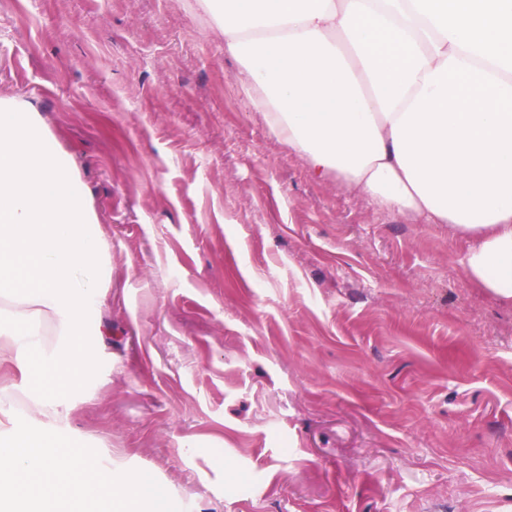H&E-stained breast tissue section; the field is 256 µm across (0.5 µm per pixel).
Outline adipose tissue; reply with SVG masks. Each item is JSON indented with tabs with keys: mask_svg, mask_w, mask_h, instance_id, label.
Segmentation results:
<instances>
[{
	"mask_svg": "<svg viewBox=\"0 0 512 512\" xmlns=\"http://www.w3.org/2000/svg\"><path fill=\"white\" fill-rule=\"evenodd\" d=\"M253 112L317 178L471 238L512 299V0H196Z\"/></svg>",
	"mask_w": 512,
	"mask_h": 512,
	"instance_id": "1",
	"label": "adipose tissue"
}]
</instances>
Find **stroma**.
Segmentation results:
<instances>
[{
    "label": "stroma",
    "mask_w": 512,
    "mask_h": 512,
    "mask_svg": "<svg viewBox=\"0 0 512 512\" xmlns=\"http://www.w3.org/2000/svg\"><path fill=\"white\" fill-rule=\"evenodd\" d=\"M237 70L194 0H0V95L76 163L112 261L102 367L40 428L181 512H512V302L447 225L314 179Z\"/></svg>",
    "instance_id": "1"
}]
</instances>
